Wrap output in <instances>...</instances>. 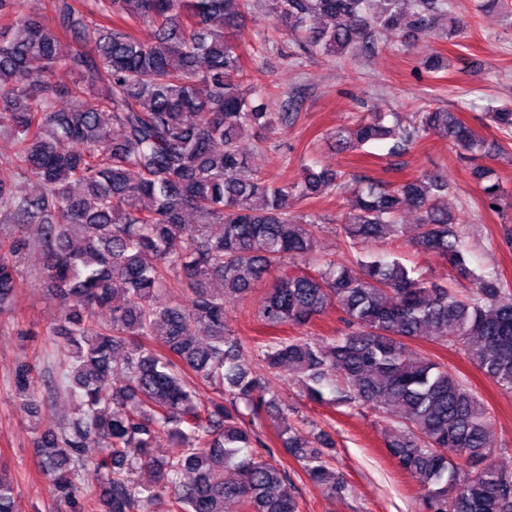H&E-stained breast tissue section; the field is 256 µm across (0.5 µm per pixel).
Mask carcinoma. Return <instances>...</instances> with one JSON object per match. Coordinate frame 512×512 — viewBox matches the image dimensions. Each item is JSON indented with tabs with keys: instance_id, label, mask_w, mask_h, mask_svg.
<instances>
[{
	"instance_id": "1",
	"label": "carcinoma",
	"mask_w": 512,
	"mask_h": 512,
	"mask_svg": "<svg viewBox=\"0 0 512 512\" xmlns=\"http://www.w3.org/2000/svg\"><path fill=\"white\" fill-rule=\"evenodd\" d=\"M32 2L0 0V137L15 146L0 163V224L15 227L0 236V312L15 310L19 258L40 249L44 284L63 307L53 334L74 405L34 442L54 498L82 512L77 478L92 467L102 475L94 512H225L229 501L240 512H300L288 470L263 440L273 411L277 438L305 475L330 495L345 490L329 435H300L226 324L225 305L275 271L257 305L263 324L303 327L334 307L344 330L266 340L257 345L266 369L288 370L314 402L382 410L387 451L423 490L420 512H512V468L494 462L490 408L410 346L450 348L512 392V287L469 266L442 203L448 180L421 173L349 188L339 230L350 257L310 269L320 217L295 203L336 193L341 175L305 163L299 179L270 185L240 148L243 135L273 127L274 93L251 79L240 50L254 0H53L50 24ZM264 7L278 39L300 34L330 57L402 29L416 41L449 15L448 0ZM142 24L153 40L138 36ZM62 37L93 44L95 55L60 54ZM486 115L512 136V108ZM431 131L471 153L485 206H501L483 142L450 111L422 110L406 124L373 112L330 139L341 152L391 140L395 154ZM407 205L418 223H401ZM386 236L409 237L467 288L426 282L367 250ZM174 288L184 301L171 300ZM198 382L212 396L198 397ZM36 387L32 367L18 366L15 398L33 405ZM162 436L169 448L159 456ZM142 468L154 480L138 491L130 477ZM0 512H19L4 463Z\"/></svg>"
}]
</instances>
